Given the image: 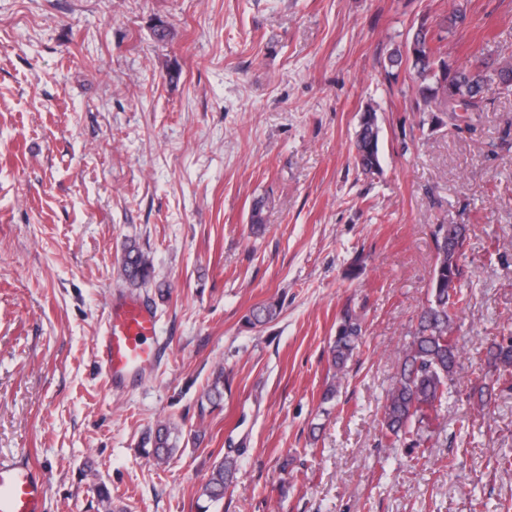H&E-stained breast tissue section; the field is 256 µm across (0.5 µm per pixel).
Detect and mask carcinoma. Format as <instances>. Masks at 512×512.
Returning <instances> with one entry per match:
<instances>
[{"mask_svg": "<svg viewBox=\"0 0 512 512\" xmlns=\"http://www.w3.org/2000/svg\"><path fill=\"white\" fill-rule=\"evenodd\" d=\"M464 12L456 9L451 16L442 15L433 26L422 21L408 33L404 42L396 45L387 57V74L398 77L404 70L412 77V91L416 109L430 112L438 124H455L459 111L480 112L491 90V85L506 94L512 93V64L505 62L491 70L487 82L474 79L488 69L483 59L458 65L448 72L447 52L441 33L463 22ZM354 161L362 174L372 176L381 169L380 127L376 110L368 106L360 116L354 140ZM267 201L254 200L248 223L256 232L267 223ZM435 255L427 286L426 304L422 308L415 329L397 351L398 369L386 391L378 420L380 444L398 448L409 444L414 448H428L440 433L444 421L443 409L448 398L456 392L461 371V349L454 336L456 320L468 307L462 281L467 271L462 263L466 243V226L439 224L434 233ZM123 281L130 288H141L154 279L153 264L134 240L123 247L121 259ZM279 314L275 303L253 307L245 316L251 328L263 327ZM363 327L356 314L347 311L336 327V336L330 347L334 370L322 401L336 398L340 381L346 376L348 362L362 344ZM485 372L471 386L468 399L480 412L488 409L495 391L501 385L512 383V336L493 339L487 347ZM224 400V370L218 369L201 397V402L212 408ZM180 428L166 420L156 425L144 438V452L164 464L178 449ZM237 460L225 457L217 461L207 481L201 486L200 497L208 504L224 500V492L233 483Z\"/></svg>", "mask_w": 512, "mask_h": 512, "instance_id": "obj_1", "label": "carcinoma"}]
</instances>
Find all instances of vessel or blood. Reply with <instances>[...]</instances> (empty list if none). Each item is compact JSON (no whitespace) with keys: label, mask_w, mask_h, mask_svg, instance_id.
<instances>
[{"label":"vessel or blood","mask_w":512,"mask_h":512,"mask_svg":"<svg viewBox=\"0 0 512 512\" xmlns=\"http://www.w3.org/2000/svg\"><path fill=\"white\" fill-rule=\"evenodd\" d=\"M157 318L146 303L114 300L97 340L99 364L112 385L150 372L157 359ZM46 481L24 460L0 459V512H44Z\"/></svg>","instance_id":"vessel-or-blood-1"}]
</instances>
